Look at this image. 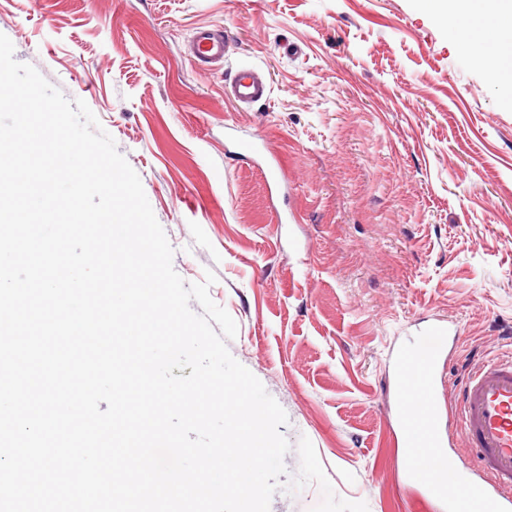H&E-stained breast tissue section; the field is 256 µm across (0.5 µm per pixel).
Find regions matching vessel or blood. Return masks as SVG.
Masks as SVG:
<instances>
[{"mask_svg":"<svg viewBox=\"0 0 512 512\" xmlns=\"http://www.w3.org/2000/svg\"><path fill=\"white\" fill-rule=\"evenodd\" d=\"M227 52L223 33L213 29L197 30L190 42L192 58L212 67L223 65ZM224 93L248 107L266 100L270 86L262 69L242 66ZM449 342L448 327L435 322L413 352L395 353V414L408 478L423 498L441 501L445 512H512V355L483 362L447 403L441 396L439 370L449 359ZM453 424L469 450L468 463L463 471L434 475L422 458L446 455Z\"/></svg>","mask_w":512,"mask_h":512,"instance_id":"vessel-or-blood-1","label":"vessel or blood"}]
</instances>
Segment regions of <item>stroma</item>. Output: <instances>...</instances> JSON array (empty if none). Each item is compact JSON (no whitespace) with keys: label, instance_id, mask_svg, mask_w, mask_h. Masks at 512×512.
Returning a JSON list of instances; mask_svg holds the SVG:
<instances>
[{"label":"stroma","instance_id":"1","mask_svg":"<svg viewBox=\"0 0 512 512\" xmlns=\"http://www.w3.org/2000/svg\"><path fill=\"white\" fill-rule=\"evenodd\" d=\"M229 42L207 71L199 27ZM16 60L84 100L139 175L189 283L308 437L338 497L418 512L397 447L390 353L459 323L458 385L512 352V93L431 0H0ZM267 100L224 96L237 68ZM279 156L286 187L233 151ZM270 85L262 69L253 66L239 67L232 80L225 86V96L239 106H251L266 100Z\"/></svg>","mask_w":512,"mask_h":512}]
</instances>
